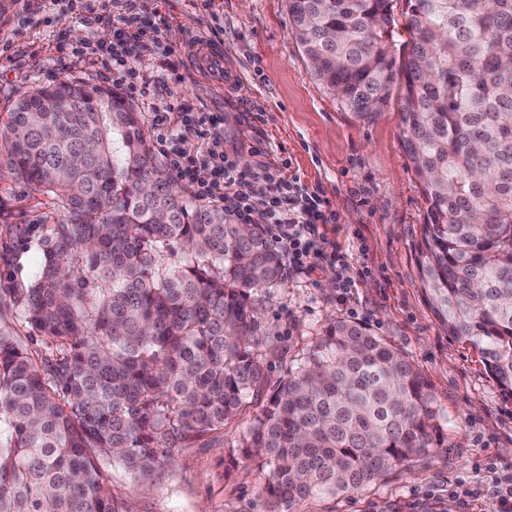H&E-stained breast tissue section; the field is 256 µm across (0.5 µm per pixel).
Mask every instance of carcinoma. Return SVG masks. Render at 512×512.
<instances>
[{"label":"carcinoma","instance_id":"obj_1","mask_svg":"<svg viewBox=\"0 0 512 512\" xmlns=\"http://www.w3.org/2000/svg\"><path fill=\"white\" fill-rule=\"evenodd\" d=\"M285 0L321 84L358 119L398 91L402 143L427 203L414 245L434 316L512 399V0ZM11 174L62 208L20 317L52 344L36 363L0 331V512H120L104 463L160 476L175 445L240 435L266 512L358 491L444 447L425 372L338 318L269 387L255 295L283 266L258 224L170 195L142 114L65 79L5 125ZM154 194L147 201L142 190ZM180 266L164 262L172 245Z\"/></svg>","mask_w":512,"mask_h":512}]
</instances>
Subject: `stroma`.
Returning a JSON list of instances; mask_svg holds the SVG:
<instances>
[{
    "label": "stroma",
    "instance_id": "obj_1",
    "mask_svg": "<svg viewBox=\"0 0 512 512\" xmlns=\"http://www.w3.org/2000/svg\"><path fill=\"white\" fill-rule=\"evenodd\" d=\"M140 3L168 23L161 49L127 57L128 67L149 79L155 103L219 116L224 147L242 168L289 170L339 217L326 237L343 253V267L311 275L289 268L279 287L257 295L262 341L278 349L270 384L287 378L330 321L344 318L403 350L436 398L444 448L357 492L311 497L282 512H495L500 489L512 481V400L424 300L413 245L426 203L402 146L399 94L384 112L356 120L315 79L281 0H212L208 8L202 0ZM116 13L112 0H97L84 13L68 0H0V114L59 79L111 86L100 55L83 47L101 38ZM200 30L222 43L243 83L222 87L196 70L186 44ZM60 220L50 196L0 167V329L19 336L38 361L51 349L18 320L14 298L33 280L48 225ZM366 267L372 275L364 279ZM331 274L351 281L350 293L328 284ZM247 425L243 417L223 433L179 443L157 480L113 466L122 512H265L264 474L236 448Z\"/></svg>",
    "mask_w": 512,
    "mask_h": 512
}]
</instances>
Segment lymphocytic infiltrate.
Here are the masks:
<instances>
[{
	"instance_id": "lymphocytic-infiltrate-1",
	"label": "lymphocytic infiltrate",
	"mask_w": 512,
	"mask_h": 512,
	"mask_svg": "<svg viewBox=\"0 0 512 512\" xmlns=\"http://www.w3.org/2000/svg\"><path fill=\"white\" fill-rule=\"evenodd\" d=\"M118 28L103 38L98 48L107 53L115 84L131 96L147 97L149 82L127 69L130 41L160 46L166 20L140 26L134 0H119ZM149 118L156 131L158 151L169 170L187 182L195 200L223 207L239 222L261 225L289 266L315 271L321 262L338 263V252L326 249L323 225L336 223L326 213L324 202L315 195L300 194L285 174L267 170L245 171L224 150V135L217 116H192L174 106L150 105ZM272 182V194L260 198L253 192L256 180Z\"/></svg>"
}]
</instances>
